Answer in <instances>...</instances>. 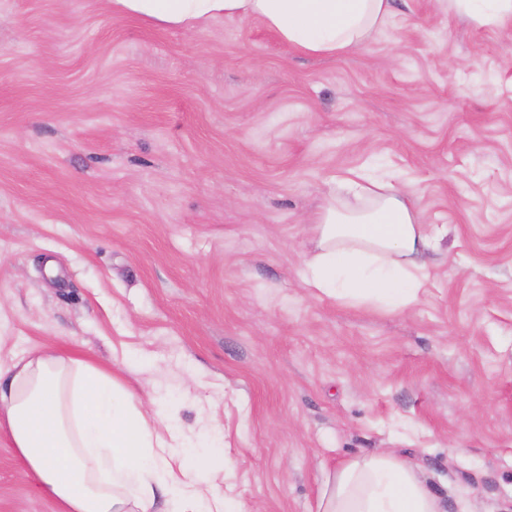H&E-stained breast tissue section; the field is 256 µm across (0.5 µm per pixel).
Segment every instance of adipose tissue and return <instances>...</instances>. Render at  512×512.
<instances>
[{"label":"adipose tissue","mask_w":512,"mask_h":512,"mask_svg":"<svg viewBox=\"0 0 512 512\" xmlns=\"http://www.w3.org/2000/svg\"><path fill=\"white\" fill-rule=\"evenodd\" d=\"M125 14L193 29L219 17L258 19L289 47L336 57L364 45L392 15V0H112ZM358 209L329 196L305 262L313 293L351 305L404 310L419 299L424 257L440 239L409 194L361 173L337 180ZM0 419L37 480L63 512H153L155 488L169 512H231L212 481L223 462L181 457L155 435L135 397L90 362L57 349L0 360ZM316 512H441L439 499L398 458L370 454L327 471Z\"/></svg>","instance_id":"adipose-tissue-1"}]
</instances>
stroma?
Here are the masks:
<instances>
[{
  "label": "stroma",
  "mask_w": 512,
  "mask_h": 512,
  "mask_svg": "<svg viewBox=\"0 0 512 512\" xmlns=\"http://www.w3.org/2000/svg\"><path fill=\"white\" fill-rule=\"evenodd\" d=\"M313 57L257 19L160 26L0 0V357L45 347L159 399L245 512H315L388 452L443 512H512V35L394 0ZM357 171L443 227L404 311L312 296L314 219ZM0 512H61L0 426Z\"/></svg>",
  "instance_id": "obj_1"
}]
</instances>
